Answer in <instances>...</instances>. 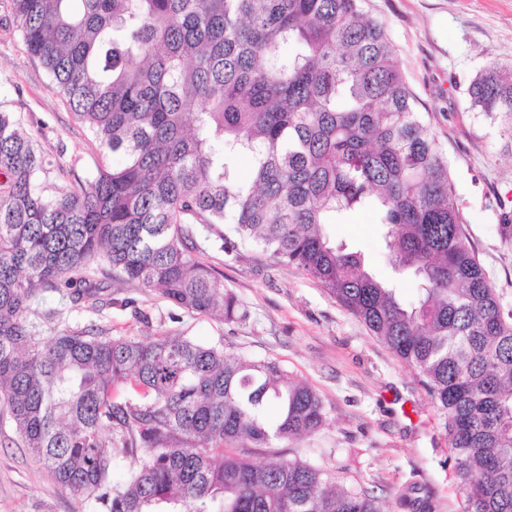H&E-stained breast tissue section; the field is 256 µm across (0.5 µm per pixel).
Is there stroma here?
<instances>
[{
	"label": "stroma",
	"instance_id": "1",
	"mask_svg": "<svg viewBox=\"0 0 512 512\" xmlns=\"http://www.w3.org/2000/svg\"><path fill=\"white\" fill-rule=\"evenodd\" d=\"M363 7L383 24L416 108L428 114L448 154L470 240L504 309H512V231L500 221L502 211L512 212V136L472 110L466 94L489 61L512 65V0H364ZM0 112L10 113L48 158L39 176L48 193L85 183L102 161L87 128L28 54L9 0H0ZM324 230L414 297L413 279L388 264L371 213H347ZM212 240L198 230L199 255L239 301L242 320L227 323L158 291L118 283L104 263L94 274L98 300L71 288L41 290L27 320L42 342L67 328L145 342L180 334L276 361L319 393L328 421L298 439L266 448L240 442L237 450L256 463L278 455L322 467L338 485L373 492L384 512H407L395 502L407 487L428 500L429 512H464L448 436L415 371L312 279L258 250L225 254ZM0 512L101 509L59 485L0 413Z\"/></svg>",
	"mask_w": 512,
	"mask_h": 512
}]
</instances>
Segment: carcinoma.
Masks as SVG:
<instances>
[{
  "instance_id": "cac0c4a2",
  "label": "carcinoma",
  "mask_w": 512,
  "mask_h": 512,
  "mask_svg": "<svg viewBox=\"0 0 512 512\" xmlns=\"http://www.w3.org/2000/svg\"><path fill=\"white\" fill-rule=\"evenodd\" d=\"M29 54L103 151L88 185L44 192L45 157L0 113V405L54 480L102 512H381L366 490L266 447L326 423L278 363L187 336L150 342L27 324L38 289L95 295L88 273L245 317L197 255L196 229L317 282L413 368L436 408L465 512H512V312L464 227L448 156L363 0H10ZM472 109L512 136V68ZM251 161L247 178L236 163ZM369 209L402 298L323 226ZM224 225V231L216 226ZM108 429L109 434L102 433ZM129 460L112 483L113 449ZM412 512L428 501L396 495Z\"/></svg>"
}]
</instances>
